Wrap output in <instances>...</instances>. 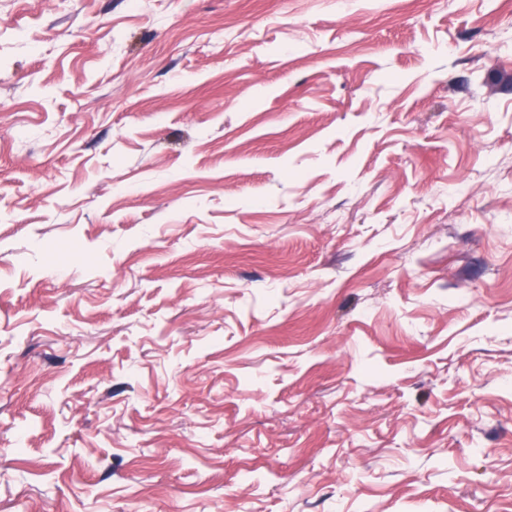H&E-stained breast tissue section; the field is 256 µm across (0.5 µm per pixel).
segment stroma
Masks as SVG:
<instances>
[{
	"instance_id": "stroma-1",
	"label": "stroma",
	"mask_w": 512,
	"mask_h": 512,
	"mask_svg": "<svg viewBox=\"0 0 512 512\" xmlns=\"http://www.w3.org/2000/svg\"><path fill=\"white\" fill-rule=\"evenodd\" d=\"M0 512H512V0H0Z\"/></svg>"
}]
</instances>
